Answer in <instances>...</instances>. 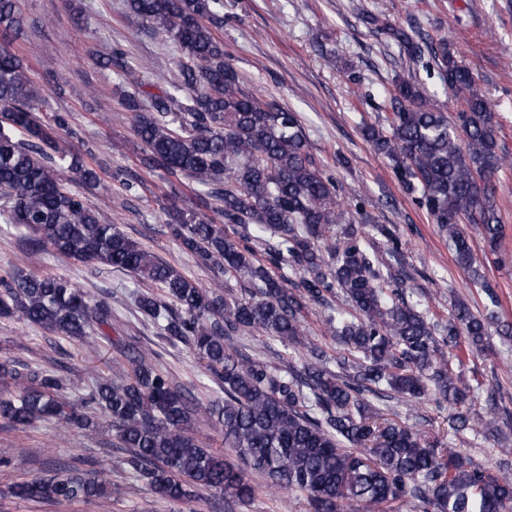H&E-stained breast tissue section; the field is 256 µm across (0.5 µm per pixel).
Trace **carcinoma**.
I'll return each mask as SVG.
<instances>
[{
  "label": "carcinoma",
  "mask_w": 512,
  "mask_h": 512,
  "mask_svg": "<svg viewBox=\"0 0 512 512\" xmlns=\"http://www.w3.org/2000/svg\"><path fill=\"white\" fill-rule=\"evenodd\" d=\"M127 12L171 41L179 79L148 97L124 78L113 90L134 113L138 166L167 183L188 179L199 204L168 211V233L195 262L214 272L205 288L159 259L89 198L70 187L102 181L92 153L63 145L65 115H38L39 92L25 59L10 48L24 19L16 0H0V221L32 236L60 257L105 265L150 282L163 292L138 294L143 320L169 344L186 345L203 363L216 395L208 420L224 447L245 467L224 459L193 432L191 398L152 355L117 342L128 360L125 377L99 376L74 398L49 369L0 363V420L30 428L54 420L85 434L103 424L129 449L123 465L151 491L173 502L205 489L245 502L258 486L305 495L310 512H389L411 500L421 512H512V476L471 465L439 441L389 417L365 394L446 404L456 434L493 423L492 411H461L480 387L463 380L446 347L465 339L487 349L493 315L455 304L438 326L429 309L402 287V249L383 224L345 222L336 183L310 153L298 113L239 89L224 55L222 0H126ZM392 36L413 62L422 51L401 29ZM448 89L462 94L458 122L420 85L402 79L389 97L387 128L364 126L374 150L448 236L457 264L480 281L464 224H476L494 249L503 236L495 178L503 169L498 127L469 68L441 44ZM102 70L132 73L133 64L94 53ZM232 233L224 232V226ZM372 227L384 255L368 241ZM230 276L244 295L227 288ZM342 294L348 310L332 301ZM325 306L324 324L340 347L332 357L305 339L308 305ZM18 317L65 340L109 338L112 306L61 275L15 264L0 274V317ZM261 332L284 350H303V362L275 367L234 343ZM105 483L78 469L21 480L17 499L84 503L106 494Z\"/></svg>",
  "instance_id": "carcinoma-1"
}]
</instances>
